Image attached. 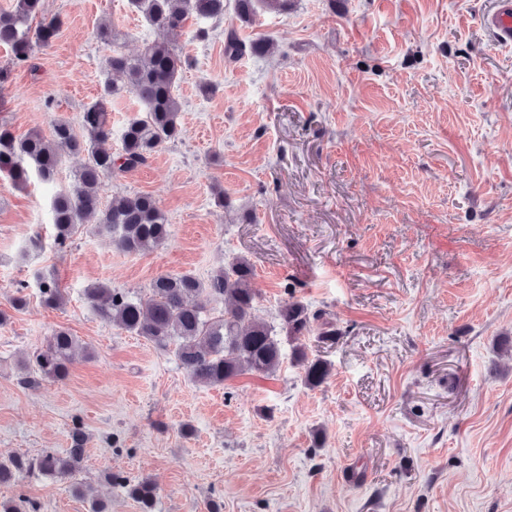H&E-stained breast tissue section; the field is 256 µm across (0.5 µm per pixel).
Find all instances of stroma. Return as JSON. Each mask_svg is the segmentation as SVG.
<instances>
[{"label":"stroma","instance_id":"obj_1","mask_svg":"<svg viewBox=\"0 0 512 512\" xmlns=\"http://www.w3.org/2000/svg\"><path fill=\"white\" fill-rule=\"evenodd\" d=\"M42 2L59 38L28 66L0 46V121L16 136L79 124L112 50L165 37L189 65L180 139L102 191L151 194L163 246L124 253L90 222L56 246L51 201L86 154L64 155L51 185L0 179V459L68 448L78 422L77 478L110 512L139 508L108 471L153 481L157 512H207L213 497L224 512H512V43L484 24L495 0H294L249 25L229 6L166 36L127 0ZM104 21L114 44L96 35ZM231 30L272 54L229 60ZM235 256L255 266L261 318L292 294L336 327L307 339L332 365L320 387L288 362L198 384L85 297L98 282L143 297L158 275L205 279ZM41 277L62 307L42 306ZM62 328L84 351L68 377L23 374ZM21 496L89 510L46 478L0 487Z\"/></svg>","mask_w":512,"mask_h":512}]
</instances>
